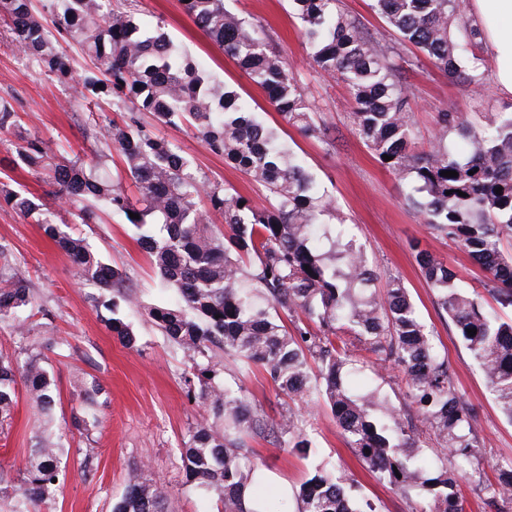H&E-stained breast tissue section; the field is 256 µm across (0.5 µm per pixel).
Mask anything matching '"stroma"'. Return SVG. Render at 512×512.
Returning <instances> with one entry per match:
<instances>
[{"instance_id":"stroma-1","label":"stroma","mask_w":512,"mask_h":512,"mask_svg":"<svg viewBox=\"0 0 512 512\" xmlns=\"http://www.w3.org/2000/svg\"><path fill=\"white\" fill-rule=\"evenodd\" d=\"M224 5L240 16L271 25L277 50L331 123L330 141L303 135L282 120L269 105L266 93L195 26L180 0H135L134 8L141 17L161 21L181 49L202 62L217 81L235 90L303 159L307 172L335 200L356 245L379 271L376 288H384L386 275L398 276L421 318L433 330L435 343L473 410L486 467L511 461L512 423L502 415L481 369L449 329L447 319L435 310L433 292L419 272L414 250L425 249L446 261L466 288L478 287L481 272L460 246L429 233L421 217L404 202L408 185L382 167L353 132L347 121L352 107L349 92L341 81L325 78L309 67L300 23L290 17L288 0H225ZM405 77L411 90V124L422 144L432 139L440 111L467 113L479 127L492 114L512 112V98L498 93L492 84L469 94L426 60L406 69ZM0 98L14 106L21 131L38 138L50 152L86 164L95 160L99 148L90 133L91 121L121 117L113 106L88 111L74 84L57 82L1 42ZM143 122L180 147L198 173L263 204L261 188L226 165L222 156L210 152L192 129L159 126L148 115ZM75 230L95 245L109 264L126 271L131 291L139 300L137 309L125 313L138 338L134 348L124 347L106 329L86 301L89 287L77 281L69 258L44 236L39 225L15 212L0 210V242L9 246L30 280L36 300L51 314L27 337L1 326L0 350L14 353L28 343L42 346L56 335L67 337L71 345L68 356L50 358L59 391L56 425L68 452L60 464L64 486L44 512H111L113 500L125 489L128 473L136 468L167 485V512H217L216 496L187 485L182 468L180 449L188 427L203 413L183 392L188 364L146 313L147 306L169 303V293L161 289L149 255L131 238L121 219L102 208L95 223L76 225ZM221 364L225 380L240 384L254 408L275 420L285 412L288 398L278 394L261 369L227 355L222 356ZM77 368L97 377L105 388L100 398L102 423L88 438L69 427L75 404L72 373ZM352 386L377 392L396 405L402 400L401 374L395 367L382 373L371 366L361 367ZM37 426L26 397H19L11 425L0 431V486L12 489L19 485V469ZM304 428L321 455L333 465L344 466L357 493L373 501L379 512H415L419 496L394 491L365 470L346 446L330 412L308 417ZM245 441L271 478L261 486L262 496L271 512H279L281 486L298 488L309 477L312 464L297 450L280 448L272 439L249 435Z\"/></svg>"}]
</instances>
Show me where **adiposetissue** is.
<instances>
[{"label":"adipose tissue","mask_w":512,"mask_h":512,"mask_svg":"<svg viewBox=\"0 0 512 512\" xmlns=\"http://www.w3.org/2000/svg\"><path fill=\"white\" fill-rule=\"evenodd\" d=\"M471 9L493 82L500 93L512 96V0H472Z\"/></svg>","instance_id":"ef3b65f1"}]
</instances>
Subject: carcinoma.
<instances>
[{"label":"carcinoma","instance_id":"1","mask_svg":"<svg viewBox=\"0 0 512 512\" xmlns=\"http://www.w3.org/2000/svg\"><path fill=\"white\" fill-rule=\"evenodd\" d=\"M340 3L291 0L310 66L346 85L354 102L352 128L382 166L410 185L409 208L432 234L463 247L485 273L482 290H464L447 262L425 250L415 254L437 309L448 316L512 420V317H503V310H512V257L501 250L502 239L512 238V112L494 114L483 131L463 112H440L434 140L421 149L402 78L404 66L420 63L403 56L411 44L466 90L485 84L489 68L468 0H373L394 38L372 35ZM184 11L266 91L288 124L306 135H326L325 122L264 25L229 12L224 0H189ZM0 20L20 57L61 83L79 80L82 97L124 110L121 121L96 126L101 150L89 166L58 158L40 140L18 132L15 110L1 100L0 132L16 138L13 165L42 177L54 200L78 207L81 223L95 222L98 202L126 218L161 285L177 294L176 304L151 307L148 315L188 360L184 392L206 412L181 448L186 483L217 492L222 512H270L264 501L251 511L243 506L244 488L263 471L241 434L286 435L283 445L303 454L309 448L294 414L274 421L252 407L242 387L226 386L218 360L222 350L263 368L280 394L330 411L368 472L406 492H425L417 512H466L458 490L462 464L484 504L512 512V464L496 467L495 481L483 480L471 409L408 289L392 277L388 288L371 290L377 272L361 249L323 230L333 220L342 223L332 200L236 91L213 82L161 29L144 25L131 10L112 8L110 0H43L39 6L34 0H0ZM62 40L78 46L92 66L76 73ZM145 112L161 125L189 124L225 164L265 189V204L257 207L234 188L196 174L175 144L146 129ZM114 151L134 194L99 173ZM443 171L458 176L445 177ZM200 198L223 218V230H213L197 205ZM3 204L41 226L79 279L96 288L88 300L112 335L134 347L137 338L119 312L120 303H137L127 291L126 274L66 224L55 223L42 198L0 181ZM131 212L139 218L129 217ZM487 296L496 306H486ZM37 315L46 318L49 310L35 301L28 279L0 243V324L23 336ZM473 328L476 334H468ZM367 353L376 366L400 368L407 409L375 392L351 393L346 378ZM311 359L317 362L315 374ZM20 384L39 426L24 458L21 487L0 488V507L40 512L64 480V446L54 423L56 380L41 351L0 353V426L13 420ZM102 393L96 377L73 376L79 406L71 425L79 433L88 436L98 427ZM421 427L443 454L437 465L417 444ZM168 498L163 483L134 469L112 512H165ZM296 498L298 512H377L371 500L348 494L345 475L325 467L301 484Z\"/></svg>","mask_w":512,"mask_h":512}]
</instances>
